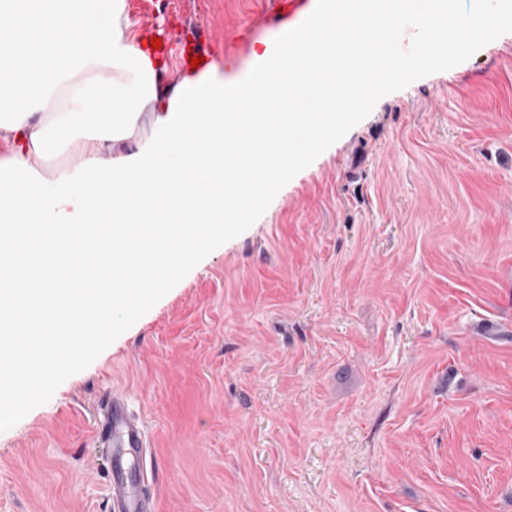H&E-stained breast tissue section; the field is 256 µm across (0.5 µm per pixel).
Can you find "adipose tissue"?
<instances>
[{"label": "adipose tissue", "instance_id": "obj_1", "mask_svg": "<svg viewBox=\"0 0 512 512\" xmlns=\"http://www.w3.org/2000/svg\"><path fill=\"white\" fill-rule=\"evenodd\" d=\"M438 38L395 56L400 17ZM483 31L454 0H346L242 77L203 62L161 98V50L127 0H0V394L11 413L48 384L46 362L96 345L111 311L138 310L162 283L245 223L282 176L336 140L348 114L403 69L447 64ZM140 136L133 154L117 142ZM74 167L44 174L56 154ZM83 280L72 287L69 276Z\"/></svg>", "mask_w": 512, "mask_h": 512}]
</instances>
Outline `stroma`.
Listing matches in <instances>:
<instances>
[{
	"instance_id": "stroma-1",
	"label": "stroma",
	"mask_w": 512,
	"mask_h": 512,
	"mask_svg": "<svg viewBox=\"0 0 512 512\" xmlns=\"http://www.w3.org/2000/svg\"><path fill=\"white\" fill-rule=\"evenodd\" d=\"M340 0H128L171 94ZM28 398L0 512H110L97 401L157 512H512V37L406 70L223 242ZM97 448H102L114 512H157L156 496L147 486L146 458L151 447L143 422L126 396L110 393L97 406Z\"/></svg>"
}]
</instances>
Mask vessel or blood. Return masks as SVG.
Wrapping results in <instances>:
<instances>
[{"label":"vessel or blood","mask_w":512,"mask_h":512,"mask_svg":"<svg viewBox=\"0 0 512 512\" xmlns=\"http://www.w3.org/2000/svg\"><path fill=\"white\" fill-rule=\"evenodd\" d=\"M95 430V444L102 448L108 470L113 512H157L156 496L145 479L150 441L126 396L112 393L100 399Z\"/></svg>","instance_id":"obj_1"}]
</instances>
